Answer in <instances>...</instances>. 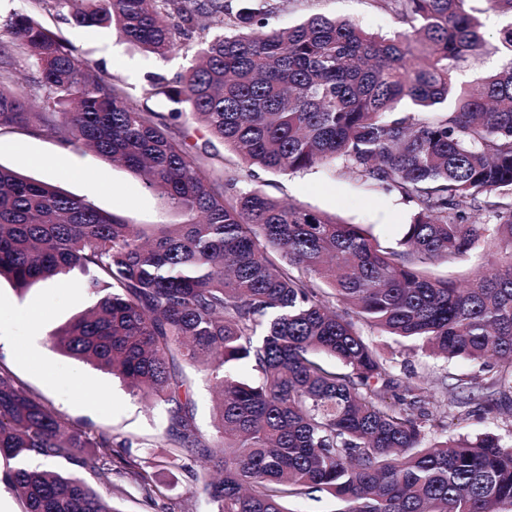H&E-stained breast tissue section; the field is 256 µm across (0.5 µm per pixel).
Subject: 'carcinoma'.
<instances>
[{
    "label": "carcinoma",
    "mask_w": 512,
    "mask_h": 512,
    "mask_svg": "<svg viewBox=\"0 0 512 512\" xmlns=\"http://www.w3.org/2000/svg\"><path fill=\"white\" fill-rule=\"evenodd\" d=\"M38 2L160 59H193L183 76L152 80V93L176 104L165 117L130 106L110 74L35 17L0 20V131L119 163L184 217L131 224L0 165V278L93 298L53 333L56 347L169 405L168 444L208 462L192 478L211 512H293L285 502L314 492L338 512H512V432L450 437L428 409L471 417L512 405V24L500 33L511 59L459 91L455 72L484 45L466 0H380L409 26L389 37L322 15L270 30L283 0L233 16L224 0ZM18 51L35 67L24 83ZM404 101L411 111H397ZM180 120L249 170L338 161L416 211L387 245L215 174L172 137ZM472 254L479 263L464 285L431 273ZM360 324L494 374L478 386L444 382L439 397L423 378L401 384L396 354L367 342ZM238 364L257 379H238ZM200 365L218 390L212 436L196 422L185 374ZM112 456V437L67 421L0 371V457L17 461L0 482L24 512H117L76 473L110 484ZM130 476L160 492L147 470Z\"/></svg>",
    "instance_id": "obj_1"
}]
</instances>
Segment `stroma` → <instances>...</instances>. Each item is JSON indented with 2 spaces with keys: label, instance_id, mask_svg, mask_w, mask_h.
I'll list each match as a JSON object with an SVG mask.
<instances>
[{
  "label": "stroma",
  "instance_id": "obj_1",
  "mask_svg": "<svg viewBox=\"0 0 512 512\" xmlns=\"http://www.w3.org/2000/svg\"><path fill=\"white\" fill-rule=\"evenodd\" d=\"M467 7L482 24L486 46L461 65L454 81L457 86L474 88L511 57L500 44V32L512 23V17L492 9L488 0H469ZM14 12L33 15L79 54L100 64L125 91L133 107L163 115L171 112L172 103L152 94L150 78L156 74L176 78L190 66V54L179 52L162 60L116 35L76 27L66 14L42 10L37 0H0V16ZM315 14L344 19L382 35L404 29L393 13L378 7L376 0H285L270 25L283 28ZM187 142L194 153L211 154L215 164L239 171L242 185L348 224L364 225L387 243L401 238L403 226L414 212L413 203L394 193L366 190L332 164L306 172L269 173L256 168L248 173L241 170L240 160L231 149L205 132H190ZM36 155L48 158V165L34 164ZM0 165L87 198L99 209L133 224H166L175 219L141 178L124 167L32 132H0ZM91 303V297L79 289L38 283L21 294L11 282L1 280L0 369L65 419L110 434L121 444L122 459L112 466L111 484L100 482L89 472L83 475L100 494H111L117 512H210L206 494L187 474L188 468H203L204 460L188 459L183 469L169 463L167 405L160 401L147 405L111 374L53 347L52 331ZM396 373L404 382L425 376L435 384L447 374L478 377L482 371L466 361L433 359L405 349L398 357ZM132 465L152 473L160 495L148 496L131 478L128 468Z\"/></svg>",
  "mask_w": 512,
  "mask_h": 512
}]
</instances>
